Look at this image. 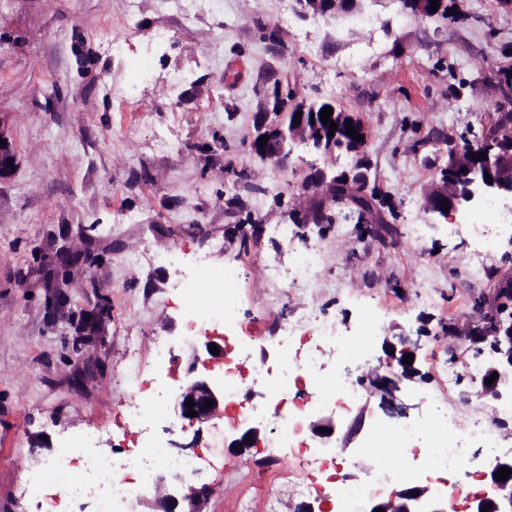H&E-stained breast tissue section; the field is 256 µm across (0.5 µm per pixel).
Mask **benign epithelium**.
Returning <instances> with one entry per match:
<instances>
[{"label": "benign epithelium", "mask_w": 512, "mask_h": 512, "mask_svg": "<svg viewBox=\"0 0 512 512\" xmlns=\"http://www.w3.org/2000/svg\"><path fill=\"white\" fill-rule=\"evenodd\" d=\"M360 0H298L300 13L326 14L331 11H349L357 6ZM301 113L298 122L289 120L291 113L287 106L277 104L274 119L264 115L257 134L251 139L253 151L264 156L270 162L283 165L290 158L293 146L309 145L316 150L335 156L338 151L361 154L365 151L367 141L358 140L347 134L346 121H351L355 131L364 134L360 118L350 112H333L330 120L337 124L334 135H329L330 125H325L321 118L309 117L307 103L296 108ZM266 136L268 140L259 145L258 140ZM485 154L479 159L477 155ZM453 164L441 171L439 180L435 181L425 195L428 210L444 217L455 212L459 207L475 204L490 195L512 197V143L503 144L487 137V141L475 146L471 143H460L452 152ZM16 165V153L8 132L0 125V179L8 176ZM461 172L463 190L457 195L448 194V170ZM490 175L492 181H487L485 175ZM336 179H331L326 200L316 208L310 220L314 224H325L331 218L329 211L332 206L347 201V198L336 195L334 188ZM449 207L443 211V207ZM486 316L477 324H467L454 327L457 337L468 343L478 355H487L484 360L481 390L479 396L501 401L512 398V321L508 312L512 311V273L501 279L500 287L495 293L484 299ZM497 374L493 384H487L492 374ZM191 377L185 380L174 395V411L178 417L186 418L185 412L192 409L196 416L192 422L208 423L220 415L221 405L224 404V388L212 383L207 374L198 371L194 366L190 369ZM421 377L419 369L411 364L400 363V369L383 371L379 367L372 368L358 378V382L371 395L380 399V405L391 417H405L408 406L403 402L402 394L405 389L417 382ZM193 401L194 406L187 407V401ZM211 406H206V401ZM309 430L320 444H331L332 431L336 425L331 422H311ZM258 427L251 424H236L231 434L228 447L243 452L251 447L246 438L256 439ZM511 469L509 477L500 480L495 477L499 469ZM484 476L494 487L499 497L494 499L484 495L474 501L471 512H482L486 504L492 505L488 512H507L512 510V455L495 456L487 466ZM418 495H413V492ZM209 495L206 484L200 486L187 485L184 482H174L160 485L156 488L153 500L154 512H205V504ZM457 491L450 488L439 493H430L429 488L410 486L391 491L389 494L374 499L368 504L366 512H374L381 508L383 512H458L455 507ZM509 509H504V506Z\"/></svg>", "instance_id": "7a95c632"}]
</instances>
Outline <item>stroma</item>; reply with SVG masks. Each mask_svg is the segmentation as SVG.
Returning <instances> with one entry per match:
<instances>
[{"instance_id": "obj_1", "label": "stroma", "mask_w": 512, "mask_h": 512, "mask_svg": "<svg viewBox=\"0 0 512 512\" xmlns=\"http://www.w3.org/2000/svg\"><path fill=\"white\" fill-rule=\"evenodd\" d=\"M447 3L455 20L421 18L401 0L307 18L295 0H190L185 18L160 0H0V125L17 157L0 179V512H31L27 486L54 490L49 461L86 432L109 454L148 434L195 442L206 512H296L329 503L336 478L366 479L372 460L359 436L333 474L298 466L315 449L309 439L270 462L266 426L238 453L220 417L131 421L132 396L169 398L188 377L191 287L203 265L243 272L235 329L208 330L225 353L208 375L218 381L225 360L236 362L244 407L264 402L259 373L276 363L285 320L316 310L357 345L371 310L376 357L397 362L382 350L387 339L419 343L411 417L448 404L512 446V423L499 426L478 383L462 374L450 386L440 372L474 358L448 328L479 320V302L512 272V231L486 258L425 204L454 144L482 142L496 122L497 77L512 73V9ZM278 86L358 115L364 154L331 160L297 146L281 166L257 155L251 136ZM359 172L369 211L350 203L334 223H296L325 199L328 178ZM279 224L292 226L291 241ZM308 246L324 255L318 279L274 288L269 270ZM65 250L79 261L61 264ZM156 252L172 262L153 263ZM481 259L477 280L469 270ZM96 314L100 336H79L80 318ZM157 340L170 351L159 370Z\"/></svg>"}]
</instances>
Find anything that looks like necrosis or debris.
Returning <instances> with one entry per match:
<instances>
[{
  "mask_svg": "<svg viewBox=\"0 0 512 512\" xmlns=\"http://www.w3.org/2000/svg\"><path fill=\"white\" fill-rule=\"evenodd\" d=\"M482 209L493 215V222L454 224L450 230L478 242L483 255L487 256L495 250L502 227H512V209L501 210L492 199L487 200ZM240 278L241 270L233 264L206 271L198 288L192 291V328L217 326L227 330L237 324L239 309L232 290ZM305 322L312 324L320 345L355 356V349L351 348L336 322L314 312L306 314L303 320L286 324L284 336L295 335ZM267 380L272 400L281 401L290 396L294 404L287 416L276 419L271 418L267 407H253L249 420L256 424L272 422L274 447L278 450L294 447L303 432V421L313 407H337L352 403L362 395L360 385L346 370L324 371L317 347L308 348L299 358L292 357L289 350H282L276 370L268 374ZM72 445L82 449L86 457L81 470H73L71 457L66 453L55 456L48 464V471L58 481L72 512H85L84 507L88 504L92 505V512H123V504L136 491L126 480L125 471H136L141 482L147 483L160 469L184 477L193 476L197 469L194 456L171 454L151 438L144 439L136 449L112 455L95 452L84 437L73 440ZM364 445L368 448H411L415 455L412 462L402 468L376 458L370 481L359 488L336 484L332 489L335 512H364L366 502L384 494L391 486L416 482L435 469L453 471L468 460L471 449L478 448L485 454L495 455L503 453L505 448L499 432L485 424L480 416H473L464 424L452 408L435 409L424 422L404 420L372 429Z\"/></svg>",
  "mask_w": 512,
  "mask_h": 512,
  "instance_id": "1",
  "label": "necrosis or debris"
}]
</instances>
